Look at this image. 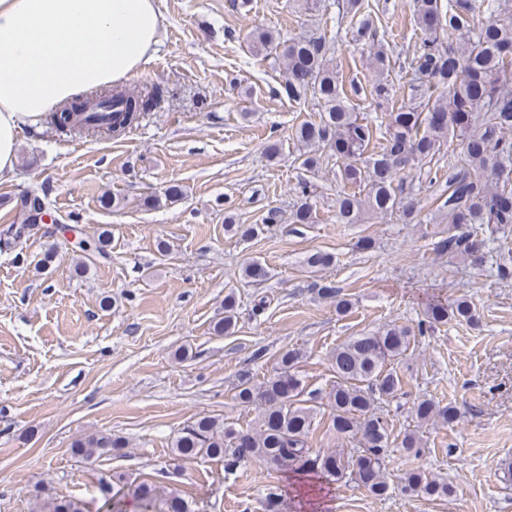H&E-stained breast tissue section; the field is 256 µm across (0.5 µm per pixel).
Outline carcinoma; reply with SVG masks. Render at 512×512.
<instances>
[{"mask_svg": "<svg viewBox=\"0 0 512 512\" xmlns=\"http://www.w3.org/2000/svg\"><path fill=\"white\" fill-rule=\"evenodd\" d=\"M497 0H413V16L421 31L419 52L411 63L409 104L388 114L384 146L367 154L374 138L373 126L360 118L346 100L343 88L329 56L331 47L325 38L308 33L282 41L266 29L250 34L258 53L280 61L285 80L277 94L295 103L311 99L317 102L319 121H304L294 131L297 142L306 151L302 166L313 170L316 158L307 151L323 146L342 162L340 176L347 184L365 183V198L346 190L336 195V223L358 224L372 211L387 214L394 210L412 219L416 213L412 202L403 201L401 187L395 185L402 168L421 162L440 151L453 138L463 153L462 164L448 175V195L439 210L448 215V234H439L433 249L439 254L467 258L487 252L496 254L499 276L512 274V250L497 243L490 226L512 225V24L498 19ZM365 0H346V14L362 16L356 29L357 40H373L376 27L371 15H363ZM484 11L485 21L476 28L475 14ZM376 74L370 95L389 102L392 84L384 48L374 53ZM150 90L134 94L123 89L112 95L97 94L94 100L104 110L123 105L113 112L106 124H77L73 114L53 112L51 125L65 137H119L135 123L149 101ZM299 204L293 213L294 223L313 224L316 201L308 182L299 183ZM47 205L46 197L37 193L23 199L19 206L24 219ZM276 213L266 224H232L230 228L245 240L264 234ZM335 256L325 251L307 254L302 264L309 269L333 266ZM271 277L268 266L245 262L241 278L246 282L265 281ZM321 296L336 300V311L348 312L351 302L339 296L336 285H316ZM431 320L450 319L474 322L476 314L466 301L449 305L439 299L429 303ZM238 327L235 292L224 296V316L211 326L216 336H231ZM413 330L388 324L376 331L352 336L336 347L332 354L334 380L327 391L309 390L296 372L302 359L300 350L281 352L278 367L267 380L257 383L245 371L239 374L234 399L245 407L256 406L259 414L254 423L241 427L222 418L204 415L186 425L172 440V461L194 458H222L224 469L232 471L240 464L258 460L276 471L293 473L301 478L317 477L326 482L349 474L358 485L376 497L389 493L387 475L390 430L388 421L379 415L374 404L391 401L402 395V378L398 368L406 364ZM329 407L327 429L340 435L359 437V447L328 453L313 450L310 435L317 417ZM414 417L424 424L448 423L456 418L454 407L442 406L432 398L414 406ZM128 447L126 439L115 434H93L71 445L74 458L98 461L117 456ZM403 492L429 498H446L448 483L422 470H410L401 480ZM99 491L106 512H127L126 496L137 500L140 512H195L178 491L153 483H129L128 493L113 491L112 479L102 477ZM39 512H89L82 500L61 495L50 488L40 490Z\"/></svg>", "mask_w": 512, "mask_h": 512, "instance_id": "1", "label": "carcinoma"}]
</instances>
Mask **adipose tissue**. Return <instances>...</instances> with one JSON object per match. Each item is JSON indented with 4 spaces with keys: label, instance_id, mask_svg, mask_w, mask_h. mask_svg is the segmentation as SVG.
Wrapping results in <instances>:
<instances>
[{
    "label": "adipose tissue",
    "instance_id": "obj_1",
    "mask_svg": "<svg viewBox=\"0 0 512 512\" xmlns=\"http://www.w3.org/2000/svg\"><path fill=\"white\" fill-rule=\"evenodd\" d=\"M161 27L157 0H0V179L15 172L22 131L139 74Z\"/></svg>",
    "mask_w": 512,
    "mask_h": 512
}]
</instances>
